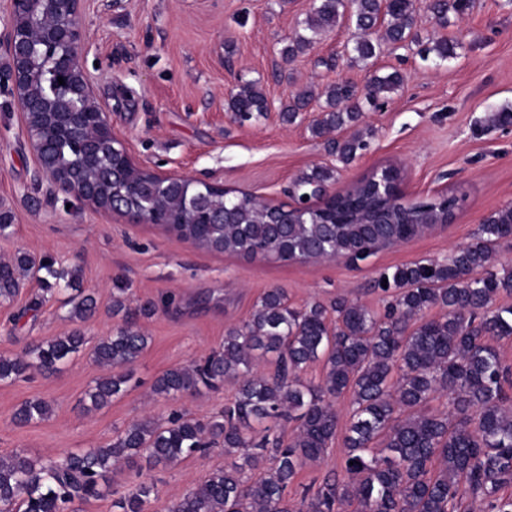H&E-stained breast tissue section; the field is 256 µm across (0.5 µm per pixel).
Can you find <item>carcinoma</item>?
<instances>
[{"mask_svg":"<svg viewBox=\"0 0 512 512\" xmlns=\"http://www.w3.org/2000/svg\"><path fill=\"white\" fill-rule=\"evenodd\" d=\"M472 4L432 0L441 26L448 15H465ZM414 0H317L306 21L313 34L334 30L349 17L358 36L351 59L367 62L382 52V42L412 38ZM386 20L383 40L371 37ZM457 43L446 38L425 49L440 62L455 55ZM402 83L399 73L370 78L366 91L349 82L325 91L323 117L311 127L320 137L327 129L357 125L361 94L373 101L388 98ZM305 91L283 109L291 121L309 104ZM228 110L241 116L268 109L253 83L231 94ZM366 143L359 134L336 143L340 162L349 163ZM102 197H116L130 210H146L169 220L159 225L198 248L245 259L288 260L344 258L354 264L381 246L409 240L445 221L457 205L454 196L398 206L385 186L367 175L324 207L293 218L266 209L241 193L203 191L211 224H198L182 206V197L198 193L191 185L164 191H138L149 178L127 166L96 174ZM292 223H286V220ZM512 240V206L487 218L469 243L446 261L422 259L382 270L375 286L386 297L382 315L338 297L326 305L288 304L279 288L265 292L250 317L229 329L221 349L200 362L166 370L153 392L175 397L216 389L227 379L238 383L223 412L206 421L173 415L165 425L150 419L132 423L111 443L44 464L24 454L0 460V512H74L73 505L99 494L112 462L145 460L147 466L203 456L217 447L233 457L162 512H512V367L502 362L497 343L512 339V267L494 261L496 247ZM65 287L77 274L55 268L50 257L19 253L0 262V300H11L24 279L40 272ZM387 286H382V283ZM69 318L82 322L96 310L87 294L69 299ZM438 309L441 314L428 318ZM86 344L80 330L34 343L24 356L0 357V381L13 382L32 371L53 372ZM148 344L137 324L127 322L94 345L95 363L112 374L95 380L89 391L99 406L126 391L129 371ZM276 355L272 374L256 362ZM322 364L323 376L307 382L302 372ZM353 396V411L343 438L341 471L327 474L314 493L304 491L301 507L288 498L299 471L325 454L336 439V399ZM449 396L451 411L429 413L436 394ZM50 412L42 399L27 400L15 413L21 424ZM296 422L289 442L275 436L258 439L255 424ZM158 499L156 485L141 480L112 501L113 512H144Z\"/></svg>","mask_w":512,"mask_h":512,"instance_id":"cac0c4a2","label":"carcinoma"}]
</instances>
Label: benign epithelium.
Instances as JSON below:
<instances>
[{"mask_svg": "<svg viewBox=\"0 0 512 512\" xmlns=\"http://www.w3.org/2000/svg\"><path fill=\"white\" fill-rule=\"evenodd\" d=\"M85 0H10V24L0 34V45L11 60L10 80L13 94L23 116L25 133L39 173L67 194L92 205L105 214L120 213L134 224H155L157 220L140 211L119 210L110 201L100 199L90 180L59 175L48 149L63 133L84 127L85 139L78 156L88 163L97 161V150L110 146L121 151L126 164L150 176L159 186L186 183L190 178L143 166L123 140L112 131L107 110L99 101L90 77L80 63L84 33L80 25ZM40 64L50 75L52 95L43 92L34 66ZM64 84H58V78ZM298 210V202L308 196L305 205L318 208L328 199L320 186L288 190Z\"/></svg>", "mask_w": 512, "mask_h": 512, "instance_id": "1", "label": "benign epithelium"}]
</instances>
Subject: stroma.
Wrapping results in <instances>:
<instances>
[{"label": "stroma", "instance_id": "obj_1", "mask_svg": "<svg viewBox=\"0 0 512 512\" xmlns=\"http://www.w3.org/2000/svg\"><path fill=\"white\" fill-rule=\"evenodd\" d=\"M430 0H416L413 28L421 41L454 38L456 55L444 63L423 59L418 44L387 47L372 61L350 63L345 44L355 27L344 21L316 37L302 54L283 49L302 29L313 0H87L80 23L85 36L81 63L95 92L113 108L112 129L149 167L195 180L218 181L273 202L315 168L334 169L328 193H339L373 170L395 167L402 203L440 193L458 199L449 222L378 249L365 260L306 263L270 258L246 260L209 252L151 224L120 214L103 215L40 177L7 76L10 59L0 47V212L11 227L0 235V260L25 252L54 256L61 269L77 271L96 300L82 323L68 317L67 293H56L38 311L29 303L41 292L25 280L13 302L0 303V356L23 355L35 342L78 329L95 343L135 319L149 343L132 368L127 392L100 408L85 393L105 370L88 357L55 372L0 382V457L23 453L43 461L111 442L131 422L166 420L182 412L206 418L234 398L237 384L177 397L153 393L164 371L218 350L228 329L247 320L264 292L285 291L291 304L329 303L344 297L383 310L373 282L385 268L422 258L444 259L467 244L479 224L512 204V131L492 126L490 113L512 110V0H479L461 19L440 26ZM401 72L403 85L384 110L363 109L367 147L347 165L337 163L328 140L314 138L324 91L339 79L366 86L372 74ZM256 83L269 109L243 119L226 109L236 87ZM314 99L291 123L280 108L302 90ZM123 300L126 316L110 312ZM156 311L140 317L141 303ZM41 398L49 415L28 424L14 413ZM224 451L189 457L173 465L138 470L117 464L103 497L81 512H112V500L135 482L154 481L159 499L147 512L183 495L223 468Z\"/></svg>", "mask_w": 512, "mask_h": 512}]
</instances>
